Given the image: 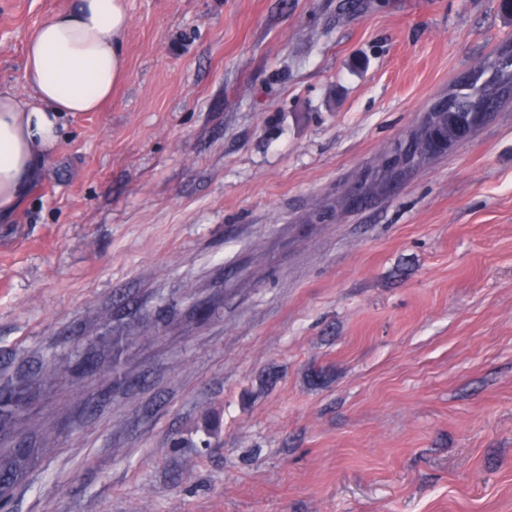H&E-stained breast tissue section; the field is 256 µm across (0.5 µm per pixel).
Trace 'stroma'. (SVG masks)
Listing matches in <instances>:
<instances>
[{
  "label": "stroma",
  "instance_id": "stroma-1",
  "mask_svg": "<svg viewBox=\"0 0 512 512\" xmlns=\"http://www.w3.org/2000/svg\"><path fill=\"white\" fill-rule=\"evenodd\" d=\"M69 3L0 0L1 89ZM125 7L111 100L0 220L6 512H512V106L342 204L512 7ZM19 448H11L8 451H0V483L13 487L21 477L29 453L20 455Z\"/></svg>",
  "mask_w": 512,
  "mask_h": 512
}]
</instances>
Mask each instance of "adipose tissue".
<instances>
[{
	"mask_svg": "<svg viewBox=\"0 0 512 512\" xmlns=\"http://www.w3.org/2000/svg\"><path fill=\"white\" fill-rule=\"evenodd\" d=\"M124 0H74L30 34L25 92L0 89V211L11 212L59 141L66 115L94 112L125 74Z\"/></svg>",
	"mask_w": 512,
	"mask_h": 512,
	"instance_id": "1",
	"label": "adipose tissue"
}]
</instances>
